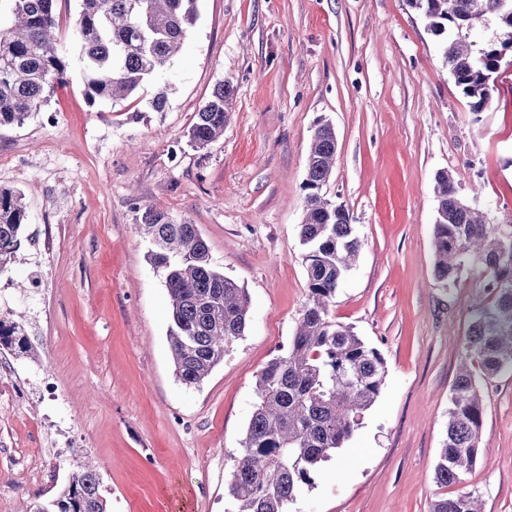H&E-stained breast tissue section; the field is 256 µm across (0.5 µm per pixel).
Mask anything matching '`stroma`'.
Returning a JSON list of instances; mask_svg holds the SVG:
<instances>
[{"label":"stroma","instance_id":"35a3bbf8","mask_svg":"<svg viewBox=\"0 0 512 512\" xmlns=\"http://www.w3.org/2000/svg\"><path fill=\"white\" fill-rule=\"evenodd\" d=\"M439 39L406 0H200L183 49L144 98L89 105L78 64L23 126L0 131V187L21 191L27 239L0 313L40 346L39 364L0 351V384L53 401L0 398V512L54 497L96 463L108 512H225V484L254 410L258 372L287 346L307 301V158L318 119L337 140L328 199L363 241L331 316L387 365L381 394L289 512H429L458 489L512 512V373L483 385L480 456L462 486L434 469L485 275L434 277V177L450 171L491 223L512 224V72L480 117ZM235 93L224 134L186 132L214 87ZM197 224L213 263L250 297L247 330L202 384L176 377L170 305L135 230L145 208Z\"/></svg>","mask_w":512,"mask_h":512}]
</instances>
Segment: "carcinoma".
I'll return each mask as SVG.
<instances>
[{"label":"carcinoma","mask_w":512,"mask_h":512,"mask_svg":"<svg viewBox=\"0 0 512 512\" xmlns=\"http://www.w3.org/2000/svg\"><path fill=\"white\" fill-rule=\"evenodd\" d=\"M0 23V130L19 127L47 101L46 91L64 79L72 54L81 63L90 105L116 104L145 91L184 45L198 18L199 0H81L75 43L56 38L54 0H8ZM440 37L443 59L469 99L470 113L484 111L497 90V74L512 51V0H407ZM496 39L478 45L472 31L488 18ZM234 95L217 84L195 113L187 136L204 149L224 135ZM336 161V135L317 121L304 180L299 224L308 298L288 348L258 373L256 404L227 484L225 512H288L313 474L342 448L376 401L386 379L385 361L350 325L330 317V306L352 269L362 240L345 205L322 194ZM437 216L434 273L453 284L467 267L486 273L491 297L472 318L464 360L451 389L446 439L435 467L442 486L464 481L477 461L484 421L481 382L512 369V224H492L476 203L461 197L451 173L435 175ZM27 207L23 195L0 188V272L21 247ZM137 229L149 241L147 258L161 274L171 306L169 342L178 380L200 384L224 361L229 343L245 334L246 290L211 260L197 225L153 207ZM33 362L38 351L20 326L0 320V350ZM25 512H107L100 474L90 462L77 466L60 493ZM431 512H482L473 490L440 497Z\"/></svg>","instance_id":"obj_1"}]
</instances>
